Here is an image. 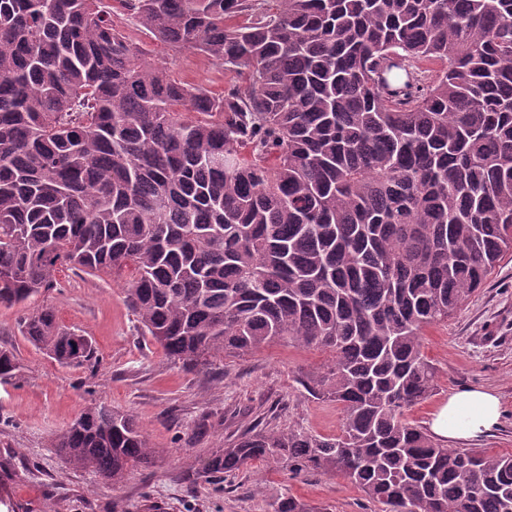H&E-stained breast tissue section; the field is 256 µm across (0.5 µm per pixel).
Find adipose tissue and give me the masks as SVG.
I'll return each instance as SVG.
<instances>
[{"label": "adipose tissue", "instance_id": "obj_1", "mask_svg": "<svg viewBox=\"0 0 512 512\" xmlns=\"http://www.w3.org/2000/svg\"><path fill=\"white\" fill-rule=\"evenodd\" d=\"M498 397L481 389H460L449 395L431 413V432L441 441L476 439L492 431L500 422Z\"/></svg>", "mask_w": 512, "mask_h": 512}]
</instances>
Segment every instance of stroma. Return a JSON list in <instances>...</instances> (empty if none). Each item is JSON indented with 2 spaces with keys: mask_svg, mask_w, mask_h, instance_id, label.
<instances>
[{
  "mask_svg": "<svg viewBox=\"0 0 512 512\" xmlns=\"http://www.w3.org/2000/svg\"><path fill=\"white\" fill-rule=\"evenodd\" d=\"M113 21L147 61L167 65L175 79L203 83L217 94L236 80L207 56L138 29L123 12ZM55 279L36 305L53 307L60 324L92 337L97 362L58 365L19 334L21 308L0 306V348L12 350L21 365L15 381L0 384V512H272V502L287 493L329 512H380V504L334 474L291 479L275 463L257 462L218 483L207 470L214 450L279 403L287 406L279 427L340 434V406L313 399L300 384L325 367L328 353L280 342L190 372L141 334L126 301V279L67 267ZM423 351L436 368L435 388L412 408L409 421L424 425L452 390H490L501 400L500 425L469 446L512 454L511 261H503L447 325L427 330ZM95 404L132 414L152 444L150 464L116 486L69 466L52 447L54 437Z\"/></svg>",
  "mask_w": 512,
  "mask_h": 512,
  "instance_id": "obj_1",
  "label": "stroma"
}]
</instances>
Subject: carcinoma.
Wrapping results in <instances>:
<instances>
[{
  "mask_svg": "<svg viewBox=\"0 0 512 512\" xmlns=\"http://www.w3.org/2000/svg\"><path fill=\"white\" fill-rule=\"evenodd\" d=\"M115 2L0 0V305L64 265L131 269L142 333L187 370L280 341L330 354L302 385L342 405L341 433L260 420L211 473L271 459L341 475L383 512H512V454L406 418L434 389L424 331L512 259V0ZM116 7L242 82L170 79ZM17 329L60 365L96 362L51 307ZM19 372L1 348L0 383ZM52 448L113 484L152 457L103 404Z\"/></svg>",
  "mask_w": 512,
  "mask_h": 512,
  "instance_id": "carcinoma-1",
  "label": "carcinoma"
}]
</instances>
